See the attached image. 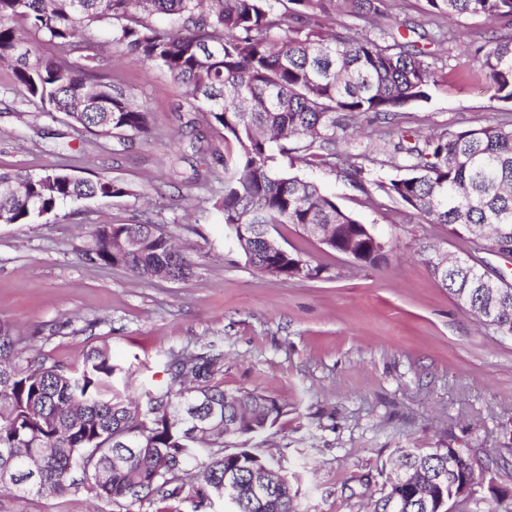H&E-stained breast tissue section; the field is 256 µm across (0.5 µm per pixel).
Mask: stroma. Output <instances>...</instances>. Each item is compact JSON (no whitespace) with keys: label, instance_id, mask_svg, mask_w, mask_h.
<instances>
[{"label":"stroma","instance_id":"obj_1","mask_svg":"<svg viewBox=\"0 0 512 512\" xmlns=\"http://www.w3.org/2000/svg\"><path fill=\"white\" fill-rule=\"evenodd\" d=\"M390 14L420 32L450 29L433 59L438 83L429 100L401 114L403 126L426 135L501 119L502 104L462 51L464 43L504 33L500 21L468 16L451 27L430 14L426 0H391ZM105 69L134 102L150 107L151 136H93L14 96L10 72L0 68V171L62 165L138 191L72 202L34 224H0V325L20 337L26 356L75 366L88 350L109 348L115 362L131 368L128 392L137 396L167 382L169 354H223L214 384L265 394L282 408L250 445L298 477L302 512H367L395 449L445 446L492 462L475 496L487 500L498 489L499 512H512V339L497 337L458 307L416 250L434 238L450 253L502 271L510 283L512 259L472 250L446 227L426 223L379 191L363 193L337 170L298 164L296 173L373 225L391 255L370 267L280 224V243L322 272L303 280L266 276L224 243L213 207L224 185L223 162L202 161L172 140L183 120L184 87L155 66L110 57ZM200 167L205 184L190 185ZM148 216L189 256L188 279L146 280L87 260L95 225L136 224ZM0 512L196 507L186 499L128 510L83 489L23 499L2 491Z\"/></svg>","mask_w":512,"mask_h":512}]
</instances>
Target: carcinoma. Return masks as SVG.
<instances>
[{
  "label": "carcinoma",
  "mask_w": 512,
  "mask_h": 512,
  "mask_svg": "<svg viewBox=\"0 0 512 512\" xmlns=\"http://www.w3.org/2000/svg\"><path fill=\"white\" fill-rule=\"evenodd\" d=\"M389 0H0V66L14 93L101 137L153 129L151 110L131 101L123 85L100 76L103 50L90 29L110 28L112 46L134 64L155 65L186 89L189 116L182 136L202 156L215 155L199 115L224 138L222 215L231 245L248 264L279 279L319 277L299 253L269 247L270 228L315 224L329 250L361 262H387L365 224L321 187L281 168L277 156L338 168L365 189L363 152L350 151L365 122L391 163L407 174L377 184L398 201L463 238L490 233L512 255V120L443 130L421 137L399 125L402 109L429 99L436 73L429 62L447 33L405 36L389 22ZM430 12L454 22L476 15L507 20L512 0H427ZM338 12L365 18L371 37L327 27ZM168 18V25L153 21ZM53 52L47 54L43 46ZM464 53L494 97L512 104V33ZM135 195L106 175L78 178L63 169L0 172V217L33 224L70 201ZM87 258L146 279L184 280L192 263L157 224H98ZM438 280L464 310L480 313L493 332L512 334V285L491 281L469 258ZM18 338L0 326V491L53 496L85 489L108 503L129 505L198 497L224 481V441L248 443L273 426L281 407L254 391L212 384L222 355L181 352L165 361L169 380L133 401L125 370L106 349L89 351L80 367L25 358ZM407 470L427 481L437 462L418 463L397 451ZM298 477L288 476L267 501L241 512H299Z\"/></svg>",
  "instance_id": "1"
}]
</instances>
